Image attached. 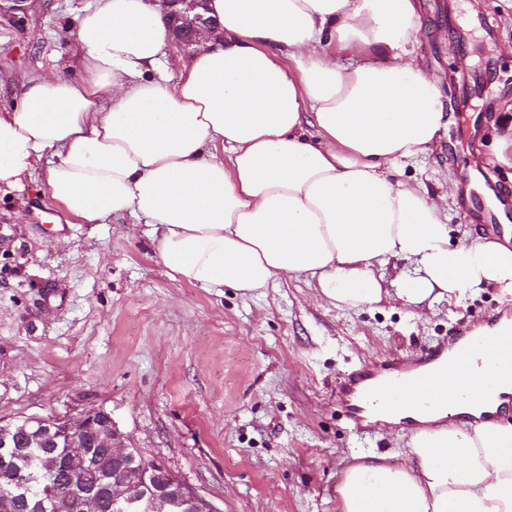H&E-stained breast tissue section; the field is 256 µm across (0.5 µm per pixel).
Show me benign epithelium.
<instances>
[{"mask_svg":"<svg viewBox=\"0 0 512 512\" xmlns=\"http://www.w3.org/2000/svg\"><path fill=\"white\" fill-rule=\"evenodd\" d=\"M170 8L174 43L199 44V35L216 27L206 0H165ZM106 449L116 474L105 486L112 504L126 512H217L215 507L182 481L160 459L149 465L126 443L112 414L102 408L75 416H34L0 423V463L8 466L29 448H65L73 470L87 465V447Z\"/></svg>","mask_w":512,"mask_h":512,"instance_id":"obj_1","label":"benign epithelium"}]
</instances>
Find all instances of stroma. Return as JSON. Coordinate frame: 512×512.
<instances>
[{
  "label": "stroma",
  "mask_w": 512,
  "mask_h": 512,
  "mask_svg": "<svg viewBox=\"0 0 512 512\" xmlns=\"http://www.w3.org/2000/svg\"><path fill=\"white\" fill-rule=\"evenodd\" d=\"M0 13V107L23 82L66 67L80 74L79 20L94 0H38ZM422 34L409 45L441 97L465 102L466 125L399 172L443 193L448 243L486 231L466 223L465 196L512 191V0H418ZM471 164L493 185L464 179ZM31 181L0 196V420L111 412L132 446L170 469L218 512H339L336 485L354 456L403 454L411 430H353L336 400L346 369L417 359L456 324L512 317V295L488 287L457 302L398 301L341 309L311 278L278 276L242 294L172 278L153 228L127 218L85 224Z\"/></svg>",
  "instance_id": "35a3bbf8"
}]
</instances>
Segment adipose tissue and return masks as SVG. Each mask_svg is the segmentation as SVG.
<instances>
[{
	"mask_svg": "<svg viewBox=\"0 0 512 512\" xmlns=\"http://www.w3.org/2000/svg\"><path fill=\"white\" fill-rule=\"evenodd\" d=\"M220 23L164 59L163 0H96L79 21L82 75L28 80L0 111V192L36 167L87 224L153 225L172 277L249 293L306 275L337 307H414L482 286L512 294V247L448 245L446 196L397 180L444 124L406 51L414 0H208ZM414 264L386 288L387 267ZM465 376L440 406L377 412L414 429L405 456L363 455L339 512H512V352H448Z\"/></svg>",
	"mask_w": 512,
	"mask_h": 512,
	"instance_id": "obj_1",
	"label": "adipose tissue"
}]
</instances>
